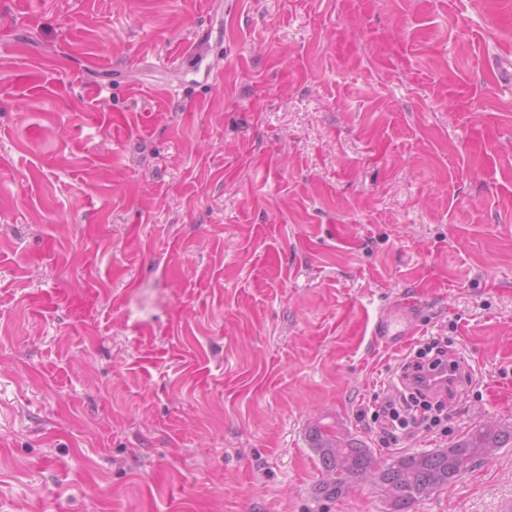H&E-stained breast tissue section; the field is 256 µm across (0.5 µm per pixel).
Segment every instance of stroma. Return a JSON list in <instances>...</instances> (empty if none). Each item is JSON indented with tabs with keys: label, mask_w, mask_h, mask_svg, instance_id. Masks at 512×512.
<instances>
[{
	"label": "stroma",
	"mask_w": 512,
	"mask_h": 512,
	"mask_svg": "<svg viewBox=\"0 0 512 512\" xmlns=\"http://www.w3.org/2000/svg\"><path fill=\"white\" fill-rule=\"evenodd\" d=\"M417 297L512 422V0H0V512H387L309 441ZM413 512H512V448ZM416 307L415 300L401 296L393 299L376 317L371 332L373 341L385 349L405 346L416 330Z\"/></svg>",
	"instance_id": "obj_1"
}]
</instances>
